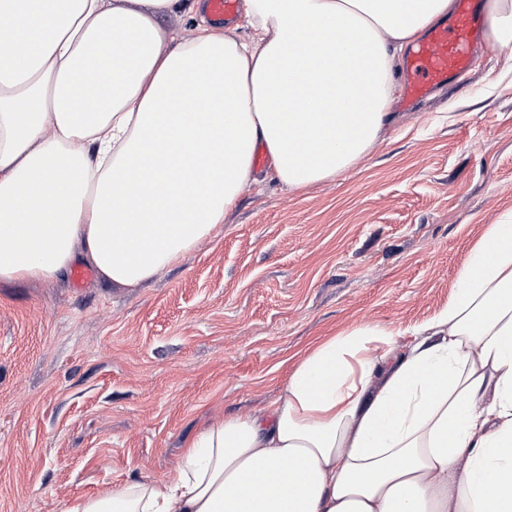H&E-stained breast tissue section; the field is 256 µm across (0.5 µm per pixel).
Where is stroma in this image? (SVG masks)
<instances>
[{
  "instance_id": "obj_1",
  "label": "stroma",
  "mask_w": 512,
  "mask_h": 512,
  "mask_svg": "<svg viewBox=\"0 0 512 512\" xmlns=\"http://www.w3.org/2000/svg\"><path fill=\"white\" fill-rule=\"evenodd\" d=\"M393 109L358 166L303 192L259 173L143 287L0 283V512L170 480L202 427L266 410L318 339L447 306L512 211V50L480 41L465 75Z\"/></svg>"
}]
</instances>
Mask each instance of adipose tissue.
Returning <instances> with one entry per match:
<instances>
[{"label": "adipose tissue", "mask_w": 512, "mask_h": 512, "mask_svg": "<svg viewBox=\"0 0 512 512\" xmlns=\"http://www.w3.org/2000/svg\"><path fill=\"white\" fill-rule=\"evenodd\" d=\"M183 0H0V281L82 259L136 288L233 210L265 148L298 191L356 166L393 116L395 49L454 0H244L243 41L161 20ZM68 512H512V214L401 341L315 343L271 407L188 443L176 478Z\"/></svg>", "instance_id": "adipose-tissue-1"}]
</instances>
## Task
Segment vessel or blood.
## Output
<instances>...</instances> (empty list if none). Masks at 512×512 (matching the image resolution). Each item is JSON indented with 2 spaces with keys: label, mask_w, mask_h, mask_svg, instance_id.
I'll list each match as a JSON object with an SVG mask.
<instances>
[{
  "label": "vessel or blood",
  "mask_w": 512,
  "mask_h": 512,
  "mask_svg": "<svg viewBox=\"0 0 512 512\" xmlns=\"http://www.w3.org/2000/svg\"><path fill=\"white\" fill-rule=\"evenodd\" d=\"M205 9L210 20L223 27L235 19L238 0H205ZM485 24L480 0H457L455 14L448 24L432 30L410 50L406 59L407 97H429L436 88L466 72Z\"/></svg>",
  "instance_id": "obj_1"
}]
</instances>
